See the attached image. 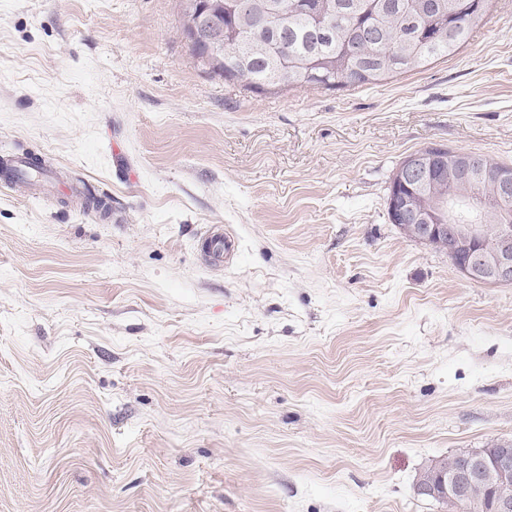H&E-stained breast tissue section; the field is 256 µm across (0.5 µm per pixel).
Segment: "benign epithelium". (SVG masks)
<instances>
[{
    "mask_svg": "<svg viewBox=\"0 0 512 512\" xmlns=\"http://www.w3.org/2000/svg\"><path fill=\"white\" fill-rule=\"evenodd\" d=\"M197 2L185 3L186 21L183 37L192 42L196 34L194 16ZM435 156L423 149L408 155L396 175L402 180L425 181ZM392 222L405 238L430 248L440 247L453 258L454 252L464 256L459 273L465 278L487 285L512 283V224H497L490 232L483 224L475 223L470 215L454 223L438 224L433 213L423 208L416 198L403 200L392 195L388 199ZM512 444H501L497 454L487 459L483 454L464 456V463L438 475L427 471L418 480V492L432 494L448 503L450 512H482L484 504L471 498V487L486 482L497 488L492 497L490 512H512Z\"/></svg>",
    "mask_w": 512,
    "mask_h": 512,
    "instance_id": "7a95c632",
    "label": "benign epithelium"
}]
</instances>
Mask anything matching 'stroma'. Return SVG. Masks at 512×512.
<instances>
[{"mask_svg": "<svg viewBox=\"0 0 512 512\" xmlns=\"http://www.w3.org/2000/svg\"><path fill=\"white\" fill-rule=\"evenodd\" d=\"M180 27L0 0V160L59 184L0 180V512H448L419 472L512 442V284L404 238L389 187L434 144L512 166V0L355 88L245 90ZM210 262L214 265L232 264L237 258L239 241L232 230H217L206 236Z\"/></svg>", "mask_w": 512, "mask_h": 512, "instance_id": "stroma-1", "label": "stroma"}]
</instances>
